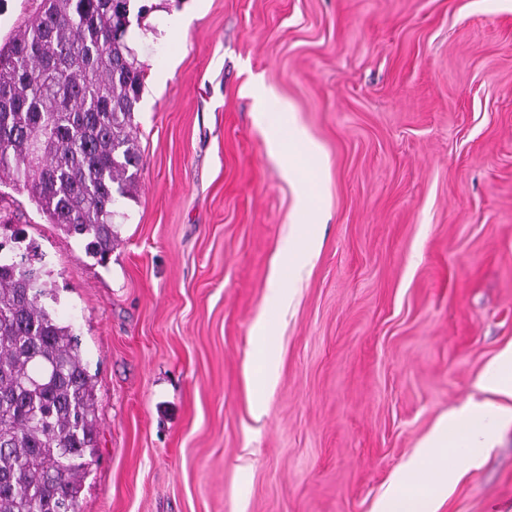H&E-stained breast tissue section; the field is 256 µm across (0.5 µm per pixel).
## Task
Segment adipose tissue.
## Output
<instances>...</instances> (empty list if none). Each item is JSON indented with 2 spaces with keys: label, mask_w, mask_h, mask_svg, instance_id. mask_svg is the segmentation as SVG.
Wrapping results in <instances>:
<instances>
[{
  "label": "adipose tissue",
  "mask_w": 512,
  "mask_h": 512,
  "mask_svg": "<svg viewBox=\"0 0 512 512\" xmlns=\"http://www.w3.org/2000/svg\"><path fill=\"white\" fill-rule=\"evenodd\" d=\"M273 147L289 177L303 188V208L312 220L320 214L318 169L321 158L306 133L295 125L275 130ZM318 230L312 221L296 225L274 258L267 287L268 305L280 308L290 300L293 279L312 262ZM252 340L259 353L245 366L248 382L255 386L253 413L265 412L264 395L278 380L276 338L266 315L252 325ZM480 388L501 396L496 405L469 404L441 418L422 442L416 456L404 467L401 477L379 502L377 512H436L438 502L448 496L451 479L461 478L463 469H449L448 455L456 448L490 450L502 418L512 416V346L504 349L479 382Z\"/></svg>",
  "instance_id": "obj_1"
}]
</instances>
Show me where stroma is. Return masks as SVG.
I'll use <instances>...</instances> for the list:
<instances>
[{
    "instance_id": "35a3bbf8",
    "label": "stroma",
    "mask_w": 512,
    "mask_h": 512,
    "mask_svg": "<svg viewBox=\"0 0 512 512\" xmlns=\"http://www.w3.org/2000/svg\"><path fill=\"white\" fill-rule=\"evenodd\" d=\"M142 168L106 261L0 182V240L44 255L93 377L79 512H374L512 345V0H148ZM181 15L183 30L167 19ZM320 245L254 419L244 376L301 188ZM455 465H467L457 453ZM438 512H512V422ZM292 114L290 109L288 112L280 113V116L288 115V126L274 130L273 147L289 178L299 182L303 188L302 208L309 213L313 221H317L320 214L318 169L321 158L306 133L292 124ZM283 129L288 130V135L283 134Z\"/></svg>"
}]
</instances>
